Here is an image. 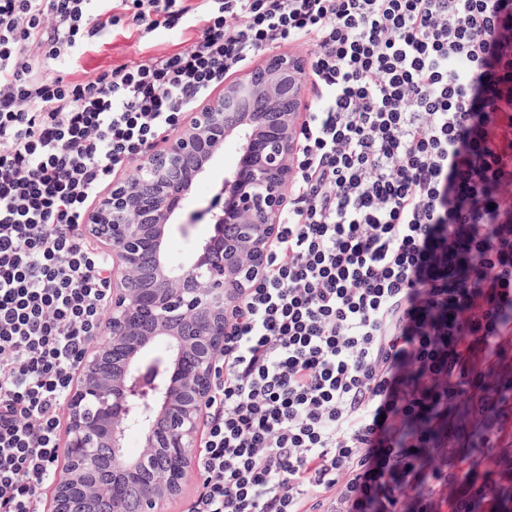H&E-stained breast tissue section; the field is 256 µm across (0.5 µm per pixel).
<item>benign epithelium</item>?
<instances>
[{
    "mask_svg": "<svg viewBox=\"0 0 512 512\" xmlns=\"http://www.w3.org/2000/svg\"><path fill=\"white\" fill-rule=\"evenodd\" d=\"M262 69L266 80L246 76L200 105L165 147L139 159L133 174L112 184L95 210L92 235L112 248V305L108 308L106 336L86 353L68 399L67 438L63 452L67 467H89L86 452L101 437L107 446L124 447L129 431L141 429L143 447L154 442L152 429L166 425L162 446L178 464L177 475L160 472L143 493L139 512H167L171 496L184 481L195 448L203 407L209 398L215 358L221 337L236 303L264 275L266 245L275 235L288 195L297 152L298 116L307 108L306 79L301 60L272 54ZM261 97L268 106L288 100V111L269 123L255 112L242 111L243 103ZM229 152L234 159L250 157L245 167L233 165L225 177L228 198L223 208L211 211L215 233L197 246L186 262L175 264L166 243L168 228L182 214V202L215 156ZM148 182L149 197L135 188ZM237 226L235 236H224V225ZM150 248L152 280L142 287L141 249ZM151 314L148 327L140 324ZM125 352V370L107 375L102 357L111 347L131 338ZM181 354L197 353L190 368L172 359L147 366L151 373L166 365L163 395L141 402V363L158 343ZM146 458L128 465L119 481L104 483L97 494L117 504L125 483Z\"/></svg>",
    "mask_w": 512,
    "mask_h": 512,
    "instance_id": "obj_1",
    "label": "benign epithelium"
}]
</instances>
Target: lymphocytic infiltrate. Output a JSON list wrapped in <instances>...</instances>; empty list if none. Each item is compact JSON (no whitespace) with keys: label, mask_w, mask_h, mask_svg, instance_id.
<instances>
[{"label":"lymphocytic infiltrate","mask_w":512,"mask_h":512,"mask_svg":"<svg viewBox=\"0 0 512 512\" xmlns=\"http://www.w3.org/2000/svg\"><path fill=\"white\" fill-rule=\"evenodd\" d=\"M185 43L67 79L104 30ZM314 104L214 366L184 512H501L512 452V0H0V512H40L103 334L86 235L131 162L262 53ZM476 415L448 466V423Z\"/></svg>","instance_id":"1"}]
</instances>
